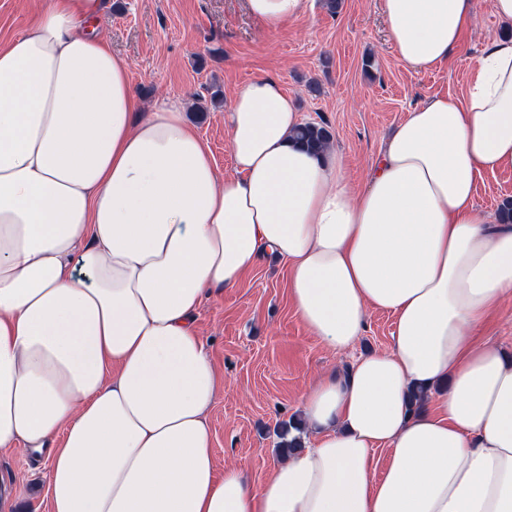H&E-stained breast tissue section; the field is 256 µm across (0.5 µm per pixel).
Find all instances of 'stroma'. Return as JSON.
Masks as SVG:
<instances>
[{
  "instance_id": "stroma-1",
  "label": "stroma",
  "mask_w": 512,
  "mask_h": 512,
  "mask_svg": "<svg viewBox=\"0 0 512 512\" xmlns=\"http://www.w3.org/2000/svg\"><path fill=\"white\" fill-rule=\"evenodd\" d=\"M308 0L307 10L267 30L245 0H105L102 30L129 66L144 106L162 96H201L205 113L189 114L220 175L233 174L228 112L233 89L258 75L278 77L299 111L324 125L357 191L390 132L433 94L464 96L482 51L512 39L493 0H477L476 19L448 63L408 69L389 40L381 0H339L336 13ZM42 0H0V44L24 31ZM512 200V167L484 174L474 201L488 216ZM199 334L224 387L207 413L218 462L235 464L249 484L263 485L278 464V430L300 417L302 395L318 375L347 371L356 357L390 347L392 315L369 312L354 349L335 353L312 336L288 296V269L262 257L234 288L206 294ZM49 460L0 451V478L14 480L6 512H51Z\"/></svg>"
}]
</instances>
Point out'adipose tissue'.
Returning <instances> with one entry per match:
<instances>
[{
  "label": "adipose tissue",
  "mask_w": 512,
  "mask_h": 512,
  "mask_svg": "<svg viewBox=\"0 0 512 512\" xmlns=\"http://www.w3.org/2000/svg\"><path fill=\"white\" fill-rule=\"evenodd\" d=\"M246 2L272 31L307 6ZM382 9L404 64L430 71L476 0ZM103 12L47 0L0 45V448L48 452L52 512H512V357L476 340L512 297V224L474 204L512 165V41L488 44L464 97L410 110L356 193L335 148L293 140L301 114L265 75L234 93L220 176L184 102L144 110ZM266 253L328 349L372 310L395 329L308 387L302 451L253 488L217 467L222 379L195 320Z\"/></svg>",
  "instance_id": "obj_1"
}]
</instances>
